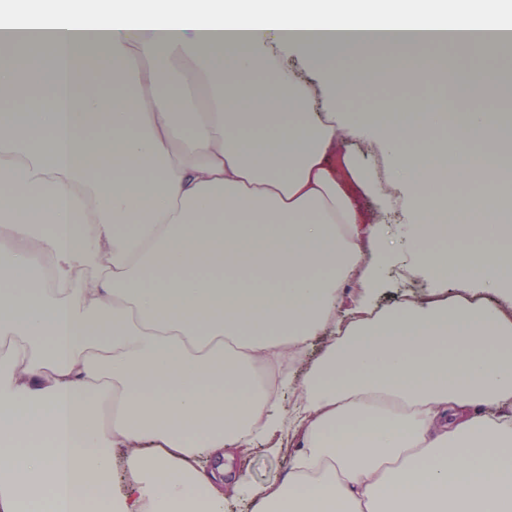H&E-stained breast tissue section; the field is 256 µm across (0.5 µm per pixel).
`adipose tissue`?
<instances>
[{
    "mask_svg": "<svg viewBox=\"0 0 512 512\" xmlns=\"http://www.w3.org/2000/svg\"><path fill=\"white\" fill-rule=\"evenodd\" d=\"M14 2L0 512H229L245 478L225 458L289 432L288 476L253 512H512L507 125L427 97L343 108L382 58L440 83L443 22L460 54L505 49L512 0ZM291 50L314 82L281 65ZM373 133L380 170L345 149ZM357 187L413 216L410 251ZM386 265L428 294L375 309Z\"/></svg>",
    "mask_w": 512,
    "mask_h": 512,
    "instance_id": "obj_1",
    "label": "adipose tissue"
}]
</instances>
